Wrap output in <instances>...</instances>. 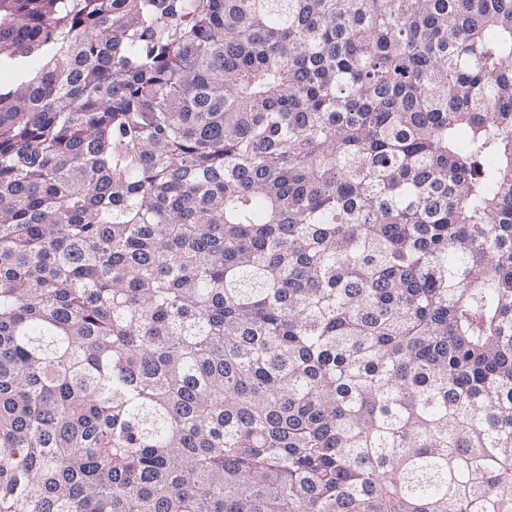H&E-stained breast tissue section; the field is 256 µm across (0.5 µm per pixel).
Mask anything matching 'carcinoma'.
Returning <instances> with one entry per match:
<instances>
[{"label": "carcinoma", "mask_w": 512, "mask_h": 512, "mask_svg": "<svg viewBox=\"0 0 512 512\" xmlns=\"http://www.w3.org/2000/svg\"><path fill=\"white\" fill-rule=\"evenodd\" d=\"M0 512H512V0H0Z\"/></svg>", "instance_id": "obj_1"}]
</instances>
